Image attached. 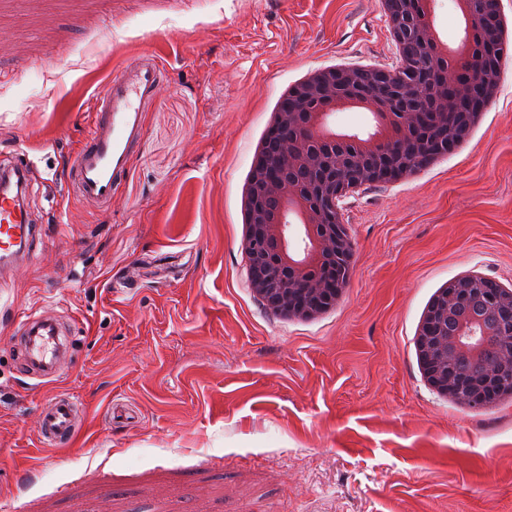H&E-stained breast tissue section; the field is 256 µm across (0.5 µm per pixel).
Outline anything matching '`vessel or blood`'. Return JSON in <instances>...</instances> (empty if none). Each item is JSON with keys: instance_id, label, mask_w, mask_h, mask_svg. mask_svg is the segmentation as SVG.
<instances>
[{"instance_id": "b4317fda", "label": "vessel or blood", "mask_w": 512, "mask_h": 512, "mask_svg": "<svg viewBox=\"0 0 512 512\" xmlns=\"http://www.w3.org/2000/svg\"><path fill=\"white\" fill-rule=\"evenodd\" d=\"M160 90V69L143 60L110 75L96 97L97 117L83 144L72 154L68 178L73 193L101 206L112 203L120 177L127 171L140 142L146 103ZM28 162L15 159L0 165V262L16 258L33 239L28 208ZM25 368L53 379L58 377L54 338L59 323L42 314H26ZM40 437L50 447L78 429L76 410L67 396L48 400L40 409Z\"/></svg>"}]
</instances>
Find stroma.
Instances as JSON below:
<instances>
[{"mask_svg":"<svg viewBox=\"0 0 512 512\" xmlns=\"http://www.w3.org/2000/svg\"><path fill=\"white\" fill-rule=\"evenodd\" d=\"M500 5L495 98L428 166L347 191L346 288L302 319L249 287V173L310 74L396 67L381 0H0V153L30 161L37 228L0 268V506L512 512V397L458 404L415 347L453 279L512 289V0ZM147 55L163 90L111 206L87 203L67 158L106 78ZM29 311L69 325L56 380L22 369ZM55 392L82 429L49 448L39 410Z\"/></svg>","mask_w":512,"mask_h":512,"instance_id":"35a3bbf8","label":"stroma"}]
</instances>
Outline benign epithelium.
<instances>
[{
    "label": "benign epithelium",
    "mask_w": 512,
    "mask_h": 512,
    "mask_svg": "<svg viewBox=\"0 0 512 512\" xmlns=\"http://www.w3.org/2000/svg\"><path fill=\"white\" fill-rule=\"evenodd\" d=\"M400 73L351 67L318 70L274 112L252 166L245 201L248 279L269 312L312 318L343 293L355 251L341 222L348 189L396 179L450 150L493 99L500 68L476 62L474 41L499 43L501 10L484 0H454L470 38L454 57L453 77L430 20L431 0H391ZM363 108L383 121L370 139L337 144L323 136L327 117ZM300 221L296 250L284 215ZM423 374L439 394L469 406L512 396V289L479 275L448 283L427 307L416 337ZM463 361L475 364L466 375Z\"/></svg>",
    "instance_id": "obj_1"
}]
</instances>
